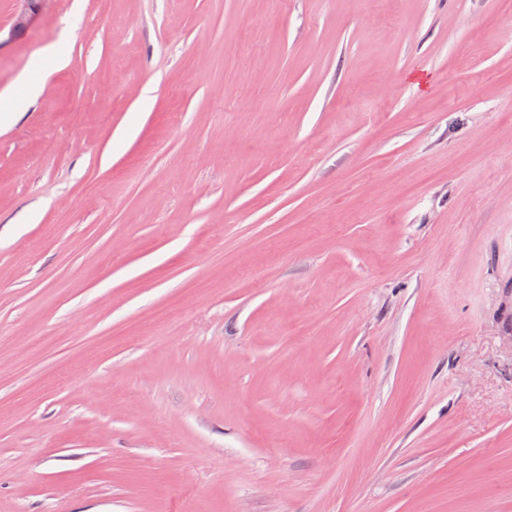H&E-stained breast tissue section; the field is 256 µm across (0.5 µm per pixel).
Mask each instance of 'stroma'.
I'll list each match as a JSON object with an SVG mask.
<instances>
[{
	"mask_svg": "<svg viewBox=\"0 0 512 512\" xmlns=\"http://www.w3.org/2000/svg\"><path fill=\"white\" fill-rule=\"evenodd\" d=\"M16 7L0 512H512L503 0Z\"/></svg>",
	"mask_w": 512,
	"mask_h": 512,
	"instance_id": "1",
	"label": "stroma"
}]
</instances>
